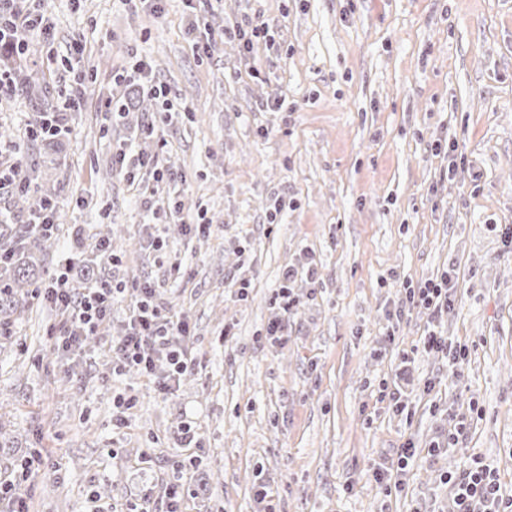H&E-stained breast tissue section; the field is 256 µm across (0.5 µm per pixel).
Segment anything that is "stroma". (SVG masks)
Masks as SVG:
<instances>
[{
  "instance_id": "35a3bbf8",
  "label": "stroma",
  "mask_w": 512,
  "mask_h": 512,
  "mask_svg": "<svg viewBox=\"0 0 512 512\" xmlns=\"http://www.w3.org/2000/svg\"><path fill=\"white\" fill-rule=\"evenodd\" d=\"M55 41L32 39L36 86L0 101L61 224L44 281L71 258L68 281L154 282L187 324L194 360L173 395L151 378L114 374L124 331L114 308L86 356L54 346L59 317L33 302L0 345V479L25 477L29 512H116L164 500L184 481L182 512H452L443 479L467 459L497 470L512 495V0H40ZM204 17L210 48L186 34ZM263 21L252 52L227 26ZM85 45L73 56V41ZM167 92L115 117L111 100L139 60ZM83 98L62 138L25 139L36 106ZM177 117L161 121L165 107ZM120 149L156 154L180 183L130 178ZM147 187L158 205L147 210ZM181 222H168V199ZM205 224L185 234L183 221ZM112 252L80 256L101 230ZM161 238L160 250L148 249ZM298 305L276 297L287 265ZM455 275L449 311L405 307V291ZM288 326L282 340L268 326ZM467 345L449 365L428 332ZM407 363L404 413L383 399ZM135 400L113 424L116 397ZM478 409L447 453L431 444ZM188 425L197 445L182 447ZM419 462L387 493L378 463L405 444ZM265 500H258L259 491ZM316 269L313 267L311 262L298 263L296 265H290L285 269L284 272V284L279 288L277 298L280 299L285 313H291L294 305V300L290 299L288 281L294 280L296 277L305 275L307 279L314 281L316 278Z\"/></svg>"
}]
</instances>
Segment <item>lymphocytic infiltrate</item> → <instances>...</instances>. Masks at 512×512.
<instances>
[{
	"mask_svg": "<svg viewBox=\"0 0 512 512\" xmlns=\"http://www.w3.org/2000/svg\"><path fill=\"white\" fill-rule=\"evenodd\" d=\"M31 0H0V48L20 51L28 46L27 37L37 33L51 38L42 15L30 8ZM35 298L53 307L59 317L58 344L66 352H78L87 341L108 325L112 307L127 303L129 320L123 335L112 342V368L115 372H135L155 376L159 394H173L182 376L193 368V361L178 339L187 335L186 324L176 321L159 301L151 281L135 283L132 289L98 280L73 296L65 276L33 291ZM167 370L156 374L157 362ZM456 487L455 512H512V499L501 492L495 469L481 460L464 462L446 475Z\"/></svg>",
	"mask_w": 512,
	"mask_h": 512,
	"instance_id": "lymphocytic-infiltrate-1",
	"label": "lymphocytic infiltrate"
}]
</instances>
